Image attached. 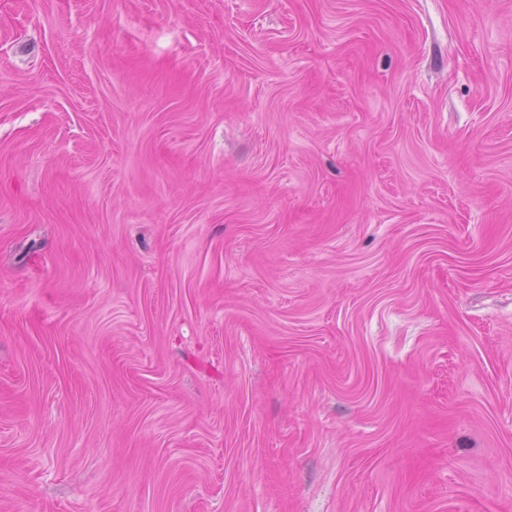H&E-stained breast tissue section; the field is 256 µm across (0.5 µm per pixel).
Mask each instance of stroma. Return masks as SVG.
<instances>
[{
	"label": "stroma",
	"instance_id": "stroma-1",
	"mask_svg": "<svg viewBox=\"0 0 512 512\" xmlns=\"http://www.w3.org/2000/svg\"><path fill=\"white\" fill-rule=\"evenodd\" d=\"M0 512H512V0H0Z\"/></svg>",
	"mask_w": 512,
	"mask_h": 512
}]
</instances>
